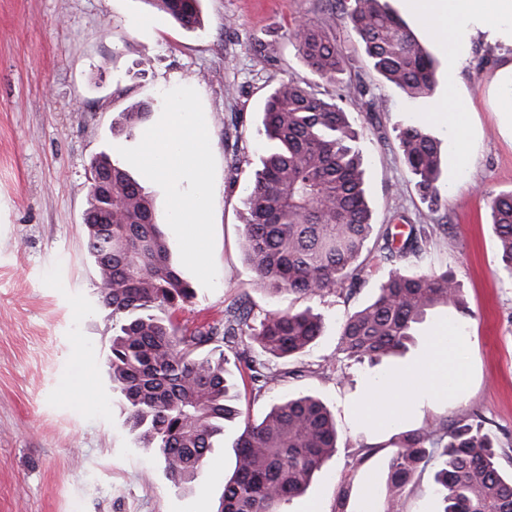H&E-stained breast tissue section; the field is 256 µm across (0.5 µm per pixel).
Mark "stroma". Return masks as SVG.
<instances>
[{
	"label": "stroma",
	"mask_w": 512,
	"mask_h": 512,
	"mask_svg": "<svg viewBox=\"0 0 512 512\" xmlns=\"http://www.w3.org/2000/svg\"><path fill=\"white\" fill-rule=\"evenodd\" d=\"M389 6L435 56V94L408 101L371 67L360 38L331 0H201V25L180 26L148 0H0V512H218L234 472L240 423L228 424L190 484L171 478L143 446L113 391L107 361L112 320L86 253L85 213L93 160L136 146L121 114L137 103L152 115L162 94L182 83L201 99L215 158L214 290L196 286L173 313L181 326L220 325L225 308L249 299L256 316L307 308L323 314L318 342L293 361V374L263 396L242 395L257 419L277 401L312 394L336 421L338 451L286 512H379L392 434L428 420L479 416L512 472V281L498 271L489 203L512 191V136L503 133L488 97L491 79L512 48L476 38L456 85L469 100L465 129L472 160L460 168L454 136L442 125L440 183L444 206L429 211L399 148V127L437 112L448 98L441 46L405 8ZM329 21L344 54L341 83L306 65L295 23ZM295 81L318 97L354 93L343 103L357 134L372 224L432 230L421 257L387 262L369 256L352 294L321 298L272 294L256 282L238 243L246 199L271 144L260 133L271 88ZM451 270L470 314L457 318L467 347L464 381L440 391L391 431L363 425L360 398L372 384L421 364L449 313H429L400 357L377 365L335 362L337 331L366 304L391 271ZM333 370H325L327 362Z\"/></svg>",
	"instance_id": "1"
}]
</instances>
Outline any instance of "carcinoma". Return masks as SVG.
Returning <instances> with one entry per match:
<instances>
[{"mask_svg": "<svg viewBox=\"0 0 512 512\" xmlns=\"http://www.w3.org/2000/svg\"><path fill=\"white\" fill-rule=\"evenodd\" d=\"M184 27L200 25V0H148ZM353 31L375 71L412 100L436 89L435 61L387 0H353ZM299 54L321 79L342 71L343 52L327 23H305L293 32ZM144 109L124 113L132 136L149 119ZM263 130L274 148L260 159L245 218L242 253L259 284L310 298L341 292L364 272L360 261L370 238L387 260L419 254L424 226L413 227L402 247L391 228L374 232L365 197L363 162L346 112L293 81L268 95ZM398 140L416 188L431 210L442 202L441 140L423 124L401 128ZM105 175L107 192L88 186L87 252L111 315L124 323L112 336L108 370L123 396L128 423L146 448L163 459L169 475L188 483L199 474L226 423L241 416L224 349L236 350L250 391L258 397L288 375L271 359L288 361L322 335L323 317L311 310L270 312L255 320L248 301L224 311L223 330L181 331L160 313L194 297L174 266L159 230L150 192L106 155L91 166L90 180ZM499 268L512 277V192L489 204ZM112 213V223L98 217ZM452 308L470 315L453 272L392 271L371 301L340 324L336 353L378 363L412 342L428 312ZM264 358L238 351L244 341ZM383 489L384 512H403L407 489L429 468L442 512H512V474L503 471L493 437L477 417L453 424L430 422L391 438ZM236 467L224 484L220 512H284L302 496L313 474L337 452L336 424L316 396L288 398L259 420L245 418L235 444Z\"/></svg>", "mask_w": 512, "mask_h": 512, "instance_id": "1", "label": "carcinoma"}]
</instances>
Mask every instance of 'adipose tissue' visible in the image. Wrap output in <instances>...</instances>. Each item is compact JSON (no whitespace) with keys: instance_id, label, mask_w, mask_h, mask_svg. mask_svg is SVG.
Masks as SVG:
<instances>
[{"instance_id":"ef3b65f1","label":"adipose tissue","mask_w":512,"mask_h":512,"mask_svg":"<svg viewBox=\"0 0 512 512\" xmlns=\"http://www.w3.org/2000/svg\"><path fill=\"white\" fill-rule=\"evenodd\" d=\"M408 7L427 27L448 57V73L456 75L475 34L512 46V0H407ZM465 352L450 345L447 328H440L423 364L406 374L390 377L370 390L365 412L385 410L408 416L436 393L440 382L455 384L463 378Z\"/></svg>"}]
</instances>
